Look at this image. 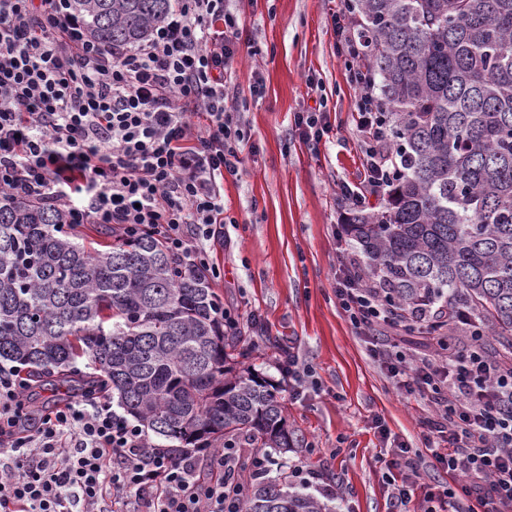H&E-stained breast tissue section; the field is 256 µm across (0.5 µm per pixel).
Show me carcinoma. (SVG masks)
I'll list each match as a JSON object with an SVG mask.
<instances>
[{
    "mask_svg": "<svg viewBox=\"0 0 512 512\" xmlns=\"http://www.w3.org/2000/svg\"><path fill=\"white\" fill-rule=\"evenodd\" d=\"M104 46L137 45L172 0H70ZM401 159L387 199L346 234L402 307L512 332V0H356ZM59 208L0 203V362L83 393L112 391L154 448L256 440L286 450L277 388L236 371L239 336L209 279L150 233L88 248ZM241 512H332L282 475Z\"/></svg>",
    "mask_w": 512,
    "mask_h": 512,
    "instance_id": "1",
    "label": "carcinoma"
}]
</instances>
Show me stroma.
<instances>
[{"label":"stroma","mask_w":512,"mask_h":512,"mask_svg":"<svg viewBox=\"0 0 512 512\" xmlns=\"http://www.w3.org/2000/svg\"><path fill=\"white\" fill-rule=\"evenodd\" d=\"M340 0H229L252 48L228 77L252 149L242 171L224 178L228 244L217 253L213 287L225 305L255 311L264 330L240 324L239 346L250 365L279 384L289 429L299 443L286 455L249 442L244 458L266 456L270 471L319 494L333 512H395L389 463L397 444L416 453L425 482L445 481L429 469L422 421L427 404L397 390L367 354L335 296L336 239L352 208L341 183L356 182L360 154L352 120L354 90L335 52L331 15ZM319 81L321 91L311 88ZM258 94H251L253 82ZM325 98L332 132L318 149L302 143L295 113ZM293 346L305 365L300 394L277 369L281 346Z\"/></svg>","instance_id":"stroma-1"}]
</instances>
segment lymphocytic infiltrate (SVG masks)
Here are the masks:
<instances>
[{
  "label": "lymphocytic infiltrate",
  "mask_w": 512,
  "mask_h": 512,
  "mask_svg": "<svg viewBox=\"0 0 512 512\" xmlns=\"http://www.w3.org/2000/svg\"><path fill=\"white\" fill-rule=\"evenodd\" d=\"M166 21L135 46H100L70 0H0V200L41 199L70 228L108 224L121 237L148 232L191 270L219 277L224 177L243 167L248 138L227 73L242 52L244 25L225 0H175ZM336 51L355 89L353 121L361 179L342 184L350 205L386 193L399 168L386 109L375 93L350 4L332 15ZM382 282L340 262L336 299L369 356L398 388L433 401L428 440L446 444L436 468L451 484L422 487L409 455L392 497L401 512L422 496L424 512L464 500L471 512H512V363L492 359L482 323L447 361L405 360L372 339L377 327L424 322L393 308ZM29 377L0 365V512H241L248 481L240 449L210 458L194 448H154L142 425L110 401L30 404Z\"/></svg>",
  "instance_id": "f902f5d3"
}]
</instances>
